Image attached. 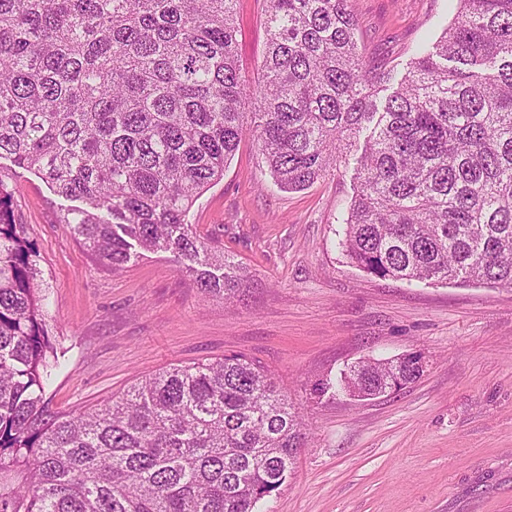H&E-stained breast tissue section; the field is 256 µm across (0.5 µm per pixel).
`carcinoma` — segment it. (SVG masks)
I'll use <instances>...</instances> for the list:
<instances>
[{"instance_id": "obj_1", "label": "carcinoma", "mask_w": 512, "mask_h": 512, "mask_svg": "<svg viewBox=\"0 0 512 512\" xmlns=\"http://www.w3.org/2000/svg\"><path fill=\"white\" fill-rule=\"evenodd\" d=\"M269 3L253 84L236 0H0V155L85 200L58 223L112 269L137 246L167 252L228 301L247 271L188 217L243 136L285 191L348 163L363 136L342 218L351 262L512 290V0H458L381 112L386 73L362 53L350 0ZM11 200L0 177V472L20 478L0 484V512H257L306 428L275 374L242 355L172 365L89 411L49 410L47 283ZM418 361L364 359L316 390L396 391Z\"/></svg>"}]
</instances>
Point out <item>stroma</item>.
Listing matches in <instances>:
<instances>
[{
  "label": "stroma",
  "instance_id": "35a3bbf8",
  "mask_svg": "<svg viewBox=\"0 0 512 512\" xmlns=\"http://www.w3.org/2000/svg\"><path fill=\"white\" fill-rule=\"evenodd\" d=\"M269 0H238V55L258 79ZM367 56L385 63L384 107L416 45L435 41L457 0H350ZM17 221L39 253L44 300L62 368L46 391L54 412L121 396L169 366L239 354L272 370L310 435L261 512H512V290L407 284L360 270L339 246L356 181L342 166L285 192L244 137L189 215L198 233L247 266L231 304L202 296L168 254L123 270L96 258L34 171L0 156ZM420 355L402 390L359 400L314 395L362 359Z\"/></svg>",
  "mask_w": 512,
  "mask_h": 512
}]
</instances>
